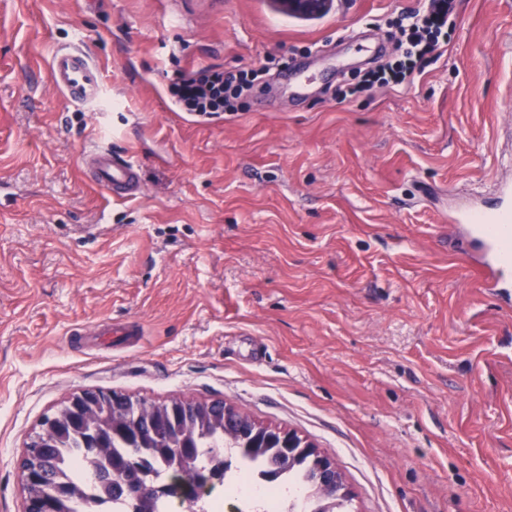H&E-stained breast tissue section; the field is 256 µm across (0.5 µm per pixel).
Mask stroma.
Wrapping results in <instances>:
<instances>
[{
	"instance_id": "1",
	"label": "stroma",
	"mask_w": 512,
	"mask_h": 512,
	"mask_svg": "<svg viewBox=\"0 0 512 512\" xmlns=\"http://www.w3.org/2000/svg\"><path fill=\"white\" fill-rule=\"evenodd\" d=\"M418 0H0V512L44 416L87 388L223 400L337 466L343 512H512V301L457 211L512 178V0H454L407 88L347 98ZM102 66L93 109L47 81ZM268 67L241 111H172L179 73ZM93 144L141 190L87 178ZM333 0H276L279 8L288 14L314 18L327 13ZM47 72L52 88L70 103L94 107L103 96L100 70L81 43L56 47ZM82 165L89 179L112 198L135 195L141 187L140 169L129 157L112 153L103 146H93L82 155Z\"/></svg>"
}]
</instances>
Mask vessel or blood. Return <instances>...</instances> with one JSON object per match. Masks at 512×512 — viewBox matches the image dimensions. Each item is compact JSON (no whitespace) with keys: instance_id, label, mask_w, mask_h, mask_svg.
<instances>
[{"instance_id":"obj_1","label":"vessel or blood","mask_w":512,"mask_h":512,"mask_svg":"<svg viewBox=\"0 0 512 512\" xmlns=\"http://www.w3.org/2000/svg\"><path fill=\"white\" fill-rule=\"evenodd\" d=\"M48 81L70 103L93 107L103 95L101 73L88 50L72 43L56 47L48 63ZM82 165L89 179L112 197L135 195L141 187L140 169L128 157L94 146L85 150ZM498 208L487 216L475 207L461 213L457 221L469 225L472 241L480 254L474 265L488 288L512 286V185L497 186Z\"/></svg>"}]
</instances>
